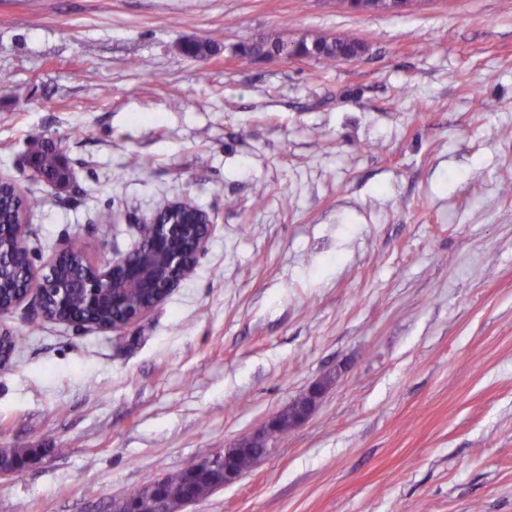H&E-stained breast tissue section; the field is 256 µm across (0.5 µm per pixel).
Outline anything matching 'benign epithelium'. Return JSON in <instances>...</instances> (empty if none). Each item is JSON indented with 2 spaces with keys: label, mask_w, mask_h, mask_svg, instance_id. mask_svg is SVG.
<instances>
[{
  "label": "benign epithelium",
  "mask_w": 512,
  "mask_h": 512,
  "mask_svg": "<svg viewBox=\"0 0 512 512\" xmlns=\"http://www.w3.org/2000/svg\"><path fill=\"white\" fill-rule=\"evenodd\" d=\"M154 233L138 241L127 254L98 264L85 257L71 276L60 279L57 270L65 264L66 245H61L42 267L29 265L27 281L8 299L0 294V314L22 307L28 318L57 319L78 299L89 320H70L103 331L128 328L147 317L193 272L205 252L213 227L210 216L198 211L193 221L182 216V204L171 203L152 220ZM9 234L0 232V262L27 250L25 237L28 213L22 211ZM13 332L0 326V366L9 361L14 347ZM326 386L319 382L305 394L306 404L295 425L303 423L316 409Z\"/></svg>",
  "instance_id": "benign-epithelium-1"
}]
</instances>
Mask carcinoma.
Returning <instances> with one entry per match:
<instances>
[{"mask_svg":"<svg viewBox=\"0 0 512 512\" xmlns=\"http://www.w3.org/2000/svg\"><path fill=\"white\" fill-rule=\"evenodd\" d=\"M283 40L269 41L261 38L248 44L242 54L256 58L266 55L271 49L281 45ZM299 53L313 58L325 66L339 60L353 58L359 48L358 40L349 36L328 38L315 36L310 39L302 38L295 41ZM30 157L35 161L37 173L40 178L53 185L59 184L64 179H70V171L64 156L57 147L41 138H35L31 143ZM0 204L3 205V223H11L13 217L21 207L33 209L39 204L37 198L16 199L9 190H4L0 195ZM303 405L298 398L279 413V423L271 437L261 444L246 443L237 448L230 455L214 462V466L206 469H185L164 477L158 483V491L166 500L170 512H178L182 508V502L187 499L197 501L210 496L215 491V483L218 476L224 473V469L230 468L240 474L248 472L260 457L271 451V442L280 440L293 428L292 420L300 413ZM30 452L28 448H0V468L8 469L14 466L21 458Z\"/></svg>","mask_w":512,"mask_h":512,"instance_id":"1","label":"carcinoma"}]
</instances>
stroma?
Segmentation results:
<instances>
[{"instance_id": "obj_1", "label": "stroma", "mask_w": 512, "mask_h": 512, "mask_svg": "<svg viewBox=\"0 0 512 512\" xmlns=\"http://www.w3.org/2000/svg\"><path fill=\"white\" fill-rule=\"evenodd\" d=\"M353 36L331 66L258 36ZM212 42L204 57L190 42ZM0 176L43 265L192 199L193 273L117 332L0 316V512H111L315 383L314 413L184 512H512V0H0ZM55 143L70 184L31 178ZM283 43L282 39H274L269 41L268 39L261 38L259 40H255L252 43L248 44L242 51L244 56L250 58H257L258 56L263 57H279L284 59H292L298 58L299 55L293 52L294 45L291 43L282 45V48H278L276 50L271 51L267 54L272 48H276ZM288 45V51L285 48ZM267 54V55H266ZM265 55V56H264ZM30 452V448H0V468L8 469L14 466L21 458ZM35 455H30L25 460L19 461L13 469L1 470L0 478L15 475L20 472Z\"/></svg>"}]
</instances>
